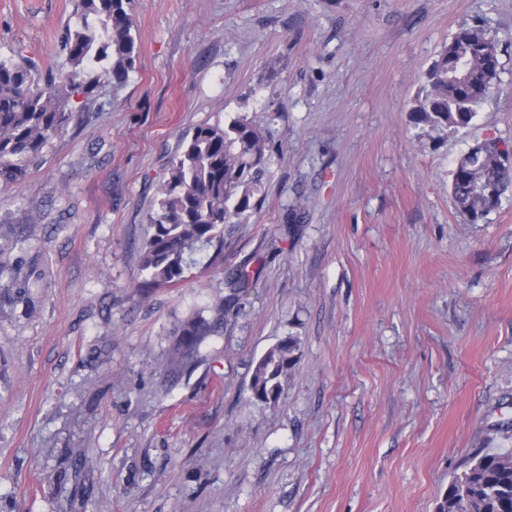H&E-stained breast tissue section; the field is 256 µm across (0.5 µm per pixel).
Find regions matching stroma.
<instances>
[{
	"instance_id": "obj_1",
	"label": "stroma",
	"mask_w": 512,
	"mask_h": 512,
	"mask_svg": "<svg viewBox=\"0 0 512 512\" xmlns=\"http://www.w3.org/2000/svg\"><path fill=\"white\" fill-rule=\"evenodd\" d=\"M79 0H0V58L59 70ZM134 69L0 185V512H435L470 456L512 449V195H451L475 143L512 144V0H132ZM479 26L500 63L464 128L412 112ZM267 128L262 201L224 231L256 280L191 367L181 324L229 296L199 263L145 286L182 138ZM299 341L283 397L259 359ZM298 339L288 337L270 349L256 364L252 374L251 390L263 402L279 401L283 394L281 377L297 362Z\"/></svg>"
}]
</instances>
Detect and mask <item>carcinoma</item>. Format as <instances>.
I'll return each mask as SVG.
<instances>
[{"label":"carcinoma","instance_id":"carcinoma-1","mask_svg":"<svg viewBox=\"0 0 512 512\" xmlns=\"http://www.w3.org/2000/svg\"><path fill=\"white\" fill-rule=\"evenodd\" d=\"M130 6L131 0H80L81 21L60 40L65 71L58 78H42L26 60H0V182L18 181L66 131L75 118L74 97L87 98L105 84L127 82L135 58ZM485 49L475 26L453 36L426 73L425 95L413 108L418 121L432 127L469 125L483 101L475 81L486 76ZM269 151L268 131L240 116L224 126L200 125L184 137L158 189V209L148 216L153 233L141 253L148 284L181 283L197 264V254L221 245L224 226L247 223L260 203ZM511 157V149L492 139L484 151L460 158L451 191L456 210L468 222L475 224L493 211L487 194L500 200L512 189V171L502 167V160ZM225 278L235 300L256 286L234 268L225 271ZM225 307L218 297L212 319L196 315L184 322L172 363L193 362L224 321ZM298 348V339L290 336L258 361L251 382L256 399L280 400L281 377L295 366ZM436 512H512V452L473 456L449 482Z\"/></svg>","mask_w":512,"mask_h":512}]
</instances>
